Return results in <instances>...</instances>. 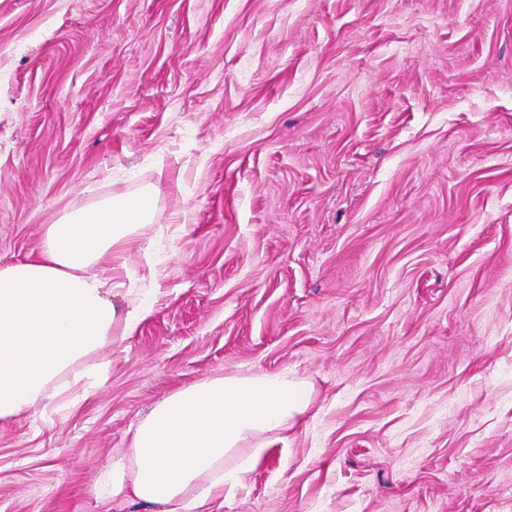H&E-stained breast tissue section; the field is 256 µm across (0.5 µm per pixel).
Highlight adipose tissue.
I'll return each mask as SVG.
<instances>
[{"label": "adipose tissue", "mask_w": 512, "mask_h": 512, "mask_svg": "<svg viewBox=\"0 0 512 512\" xmlns=\"http://www.w3.org/2000/svg\"><path fill=\"white\" fill-rule=\"evenodd\" d=\"M155 219L154 192L108 197L48 226L38 256L0 264V420L56 397L57 380L103 346L133 335L149 312L119 313L124 252ZM284 371L227 374L173 392L113 458L105 488L151 512H194L240 483L311 405Z\"/></svg>", "instance_id": "1"}]
</instances>
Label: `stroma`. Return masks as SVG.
<instances>
[{"label":"stroma","mask_w":512,"mask_h":512,"mask_svg":"<svg viewBox=\"0 0 512 512\" xmlns=\"http://www.w3.org/2000/svg\"><path fill=\"white\" fill-rule=\"evenodd\" d=\"M145 187L150 313L0 420V512H147L99 485L137 423L284 369L212 512H512V0H0V263Z\"/></svg>","instance_id":"35a3bbf8"}]
</instances>
